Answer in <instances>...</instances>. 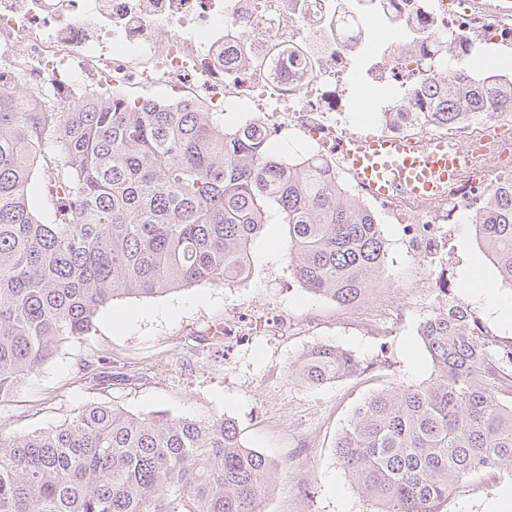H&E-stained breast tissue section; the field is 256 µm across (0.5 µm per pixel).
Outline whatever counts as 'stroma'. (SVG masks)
Listing matches in <instances>:
<instances>
[{
    "instance_id": "obj_1",
    "label": "stroma",
    "mask_w": 512,
    "mask_h": 512,
    "mask_svg": "<svg viewBox=\"0 0 512 512\" xmlns=\"http://www.w3.org/2000/svg\"><path fill=\"white\" fill-rule=\"evenodd\" d=\"M381 231L385 273L354 307L313 295L290 276L283 224L265 225L254 239L252 272L241 283L114 301L87 336L64 346L0 403V430L53 428L94 402L138 415L228 418L245 446L275 462L261 512H370L336 459V438L371 394L429 380L433 365L419 325L436 305L419 287L428 270L407 250L402 225ZM453 246L459 256L454 295L512 341V319L490 313L469 294L467 276L477 266L500 302L512 305V288L497 278L470 217H462ZM239 312L252 314L258 334L228 356L215 329ZM280 316L287 317V330L261 335L263 323ZM317 344L350 351L360 374L318 387L289 377V368ZM106 361L124 379L103 388L93 379ZM507 488L508 471L480 473L454 487L443 512H493Z\"/></svg>"
}]
</instances>
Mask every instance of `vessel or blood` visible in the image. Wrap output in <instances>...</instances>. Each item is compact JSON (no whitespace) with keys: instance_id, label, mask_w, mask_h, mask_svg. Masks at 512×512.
I'll return each instance as SVG.
<instances>
[{"instance_id":"b4317fda","label":"vessel or blood","mask_w":512,"mask_h":512,"mask_svg":"<svg viewBox=\"0 0 512 512\" xmlns=\"http://www.w3.org/2000/svg\"><path fill=\"white\" fill-rule=\"evenodd\" d=\"M349 174L373 197L440 194L465 165L462 154L444 141L428 144L383 133L349 134L340 145Z\"/></svg>"}]
</instances>
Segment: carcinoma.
<instances>
[{
    "instance_id": "obj_1",
    "label": "carcinoma",
    "mask_w": 512,
    "mask_h": 512,
    "mask_svg": "<svg viewBox=\"0 0 512 512\" xmlns=\"http://www.w3.org/2000/svg\"><path fill=\"white\" fill-rule=\"evenodd\" d=\"M458 78L473 106L512 112V90ZM288 225L290 275L339 306L384 274L376 216L308 157L284 159L248 126L224 127L194 101L87 96L68 106L0 84V403L123 297L152 298L251 274L264 225ZM472 224L512 282V187ZM458 300L420 336L433 364L418 386L371 395L336 458L372 512H441L455 485L512 472V367L461 320ZM360 372L349 352L313 346L290 376L322 385ZM274 462L229 419L135 415L90 404L68 424L0 432V512H258Z\"/></svg>"
}]
</instances>
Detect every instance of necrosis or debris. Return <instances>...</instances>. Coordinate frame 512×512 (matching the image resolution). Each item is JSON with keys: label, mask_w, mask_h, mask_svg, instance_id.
Returning a JSON list of instances; mask_svg holds the SVG:
<instances>
[{"label": "necrosis or debris", "mask_w": 512, "mask_h": 512, "mask_svg": "<svg viewBox=\"0 0 512 512\" xmlns=\"http://www.w3.org/2000/svg\"><path fill=\"white\" fill-rule=\"evenodd\" d=\"M482 50L512 55V0H0V82L52 85L75 102L100 76L124 88L168 86L226 112L246 104L267 138L294 139L342 191L407 227L411 251L454 263L453 224L512 174L491 133L512 114L441 113L437 90ZM372 90L380 132L484 150L433 201L377 200L336 152L355 92Z\"/></svg>", "instance_id": "obj_1"}]
</instances>
